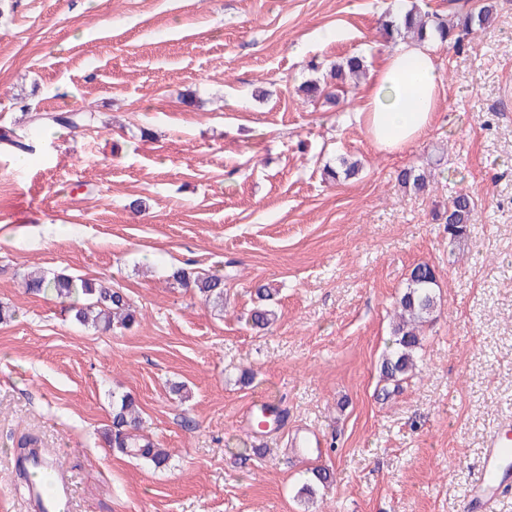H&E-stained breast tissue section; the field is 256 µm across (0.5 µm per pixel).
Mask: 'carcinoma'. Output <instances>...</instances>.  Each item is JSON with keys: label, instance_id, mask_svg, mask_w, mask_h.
<instances>
[{"label": "carcinoma", "instance_id": "carcinoma-1", "mask_svg": "<svg viewBox=\"0 0 512 512\" xmlns=\"http://www.w3.org/2000/svg\"><path fill=\"white\" fill-rule=\"evenodd\" d=\"M493 5L484 6L477 12L467 11L455 16L450 22L438 14L421 13L415 9L406 11L395 20L382 22V30L389 38H405L411 34L418 43L439 41L460 44L467 36L487 28L492 19ZM364 69L360 56H348L331 66L330 77L335 87L344 86L346 76ZM301 90L310 98L318 95L330 103L336 102L337 94L320 88V82L306 81ZM397 180L415 193L423 192L429 185L427 177L414 168L400 171ZM475 209L474 198L458 192L448 202V207L435 215V221L448 226V235L461 239L470 232L471 217ZM170 278L182 288H190L207 303L224 306V275L192 271L184 267L174 269ZM27 291L35 294L52 293L59 298H83L84 303L74 304V318L82 325H93L109 330L113 327L127 329L136 323V310L125 294L90 279H74L65 275L48 278L44 275L24 277ZM434 268L426 263L416 265L410 272L406 291L397 300L400 320L392 328L393 343L381 362V379L400 382L416 368V351L421 348L420 328L428 322L440 303L436 291ZM258 305L250 314L251 326L264 330L274 321L275 312L264 302L272 297L271 288L261 285L255 289ZM141 420L136 411V400L125 393L112 406V425L105 432L110 447L123 454H131L151 463L156 468L166 466L168 455L164 449L139 433Z\"/></svg>", "mask_w": 512, "mask_h": 512}]
</instances>
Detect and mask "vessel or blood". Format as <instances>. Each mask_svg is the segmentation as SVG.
<instances>
[{"label": "vessel or blood", "mask_w": 512, "mask_h": 512, "mask_svg": "<svg viewBox=\"0 0 512 512\" xmlns=\"http://www.w3.org/2000/svg\"><path fill=\"white\" fill-rule=\"evenodd\" d=\"M512 461V419L500 422L497 432L485 441L481 462L473 474L466 496L467 512H496L504 492L512 490V470L505 466ZM16 469L21 473L41 470L53 481L54 494H46L41 485L27 488L32 512H67L70 504L67 474L59 468L47 449L30 446L16 454Z\"/></svg>", "instance_id": "1"}]
</instances>
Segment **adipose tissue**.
Masks as SVG:
<instances>
[{"label": "adipose tissue", "instance_id": "obj_1", "mask_svg": "<svg viewBox=\"0 0 512 512\" xmlns=\"http://www.w3.org/2000/svg\"><path fill=\"white\" fill-rule=\"evenodd\" d=\"M443 87L438 65L425 48L402 43L391 49L362 107L373 146L391 152L421 138L435 120Z\"/></svg>", "mask_w": 512, "mask_h": 512}]
</instances>
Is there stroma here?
<instances>
[{"label": "stroma", "instance_id": "1", "mask_svg": "<svg viewBox=\"0 0 512 512\" xmlns=\"http://www.w3.org/2000/svg\"><path fill=\"white\" fill-rule=\"evenodd\" d=\"M486 2L490 27L431 44L444 92L403 150L372 145L368 81L333 106L296 93L351 54L375 71L394 46L384 11ZM7 129L34 151L20 167L0 142V512H26L24 438L67 471L69 512H465L483 440L512 417V0H0ZM343 158L357 174L329 178ZM411 166L429 191L398 184ZM459 191L477 207L453 241L433 215ZM420 263L440 306L385 400L382 353ZM186 264L226 270L223 308L169 280ZM31 270L121 289L136 324H79L26 291ZM262 284L277 320L258 333ZM126 392L166 467L105 445ZM260 399L287 413L262 441L236 419ZM301 424L321 441L306 456ZM317 468L331 484L300 494Z\"/></svg>", "mask_w": 512, "mask_h": 512}]
</instances>
